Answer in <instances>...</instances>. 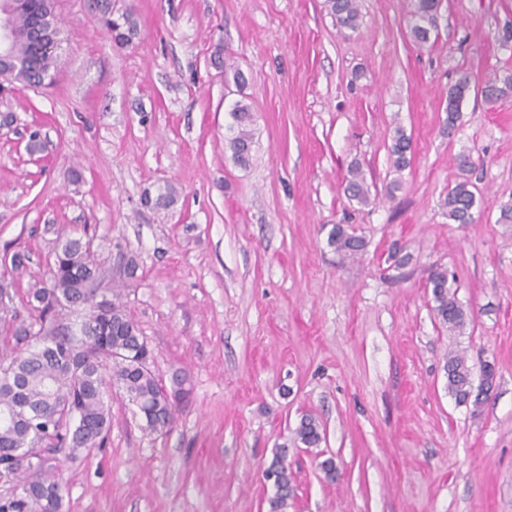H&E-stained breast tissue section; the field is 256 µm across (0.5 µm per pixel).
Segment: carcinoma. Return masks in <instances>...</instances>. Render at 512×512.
I'll list each match as a JSON object with an SVG mask.
<instances>
[{"instance_id":"1","label":"carcinoma","mask_w":512,"mask_h":512,"mask_svg":"<svg viewBox=\"0 0 512 512\" xmlns=\"http://www.w3.org/2000/svg\"><path fill=\"white\" fill-rule=\"evenodd\" d=\"M330 14L343 30L360 27V0H327ZM10 16L11 37L0 53V90L38 88L52 80V46L62 40L63 30L55 12V0H0ZM439 0H411V40L424 45L430 29L421 21L438 10ZM95 15L112 41L128 46L138 35L133 14L119 11L112 0H95ZM512 89V79L504 86L489 80L482 94L489 100L504 97ZM469 91L462 78L448 90L446 129L453 131L460 118L459 106ZM232 132L228 140L234 162L249 164L253 147V113L238 101L231 110ZM411 137L397 126L389 147L390 167L401 174L410 165ZM346 185L349 197L359 204L370 202V190L358 166L350 170ZM176 188L166 184L145 191L142 203L155 210L168 211L178 203ZM479 201L467 179L448 189L444 200L448 220L471 224ZM327 244L348 259L366 247L363 237L347 225L335 224ZM104 269L100 254L93 249V238L60 234L56 239L49 282L29 289L25 304L37 312L39 329L21 326L14 332L15 349L0 357V416L11 415L10 423L0 422V480L12 482L29 473V462L21 455L36 457L37 470L43 471L47 456L75 454L79 449L100 448L108 440L112 422V393L123 396L132 406L142 431L152 434L168 429L177 407L189 401L191 390L186 374L177 373L166 385L152 370L153 357L147 340L126 309L123 297L138 281L137 255L128 253L125 276L112 278L105 289V302L95 305L84 300L85 289L99 280ZM433 312L439 324L450 332L460 331L467 314L459 302L448 272L434 269L428 277ZM63 305L74 315L75 323L59 326L57 307ZM448 393L459 404L481 405L474 395L470 366L464 355L448 354L445 363ZM69 404V414L52 418L57 408ZM295 441L317 448L324 439L320 422L304 414L294 430ZM286 449L276 452L264 469V479L272 480L274 496L268 500L269 512H286L293 499L292 473L285 464ZM63 484L57 477H40L25 482L22 493L0 500V512H62Z\"/></svg>"}]
</instances>
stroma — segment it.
<instances>
[{
    "mask_svg": "<svg viewBox=\"0 0 512 512\" xmlns=\"http://www.w3.org/2000/svg\"><path fill=\"white\" fill-rule=\"evenodd\" d=\"M360 5L352 32L326 0H115L139 27L120 48L87 0H56L53 83L0 96L16 118L0 129V279L18 292L0 352L36 319L21 295L48 279L58 231L86 232L107 264L120 246L139 255L127 309L158 377L180 369L193 388L154 434L113 397L106 447L46 465L66 484L62 512H268L263 471L283 445L288 512H512V224L498 221L512 206V93L481 95L512 75V0H441L422 47L409 0ZM219 47L244 88L211 65ZM465 75L451 136L448 89ZM238 101L255 119L245 167L227 144ZM398 125L413 156L390 198ZM355 164L366 205L345 192ZM462 178L481 196L471 224L442 206ZM165 184L177 205L144 208V189ZM336 224L365 239L362 255L328 247ZM395 245L411 265L389 268ZM435 268L457 278L463 331L432 311ZM452 351L496 370L480 408L448 392ZM305 412L325 428L320 448L293 445Z\"/></svg>",
    "mask_w": 512,
    "mask_h": 512,
    "instance_id": "obj_1",
    "label": "stroma"
}]
</instances>
